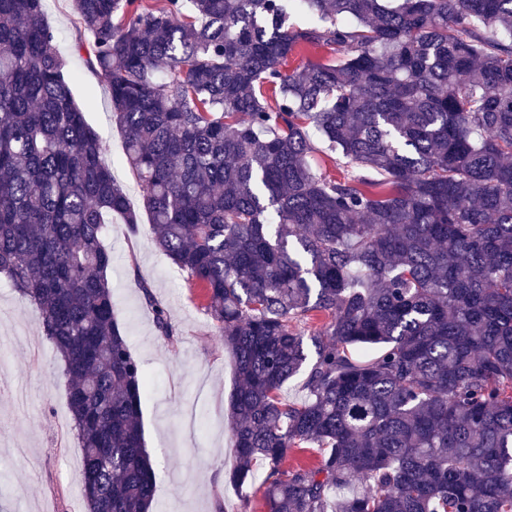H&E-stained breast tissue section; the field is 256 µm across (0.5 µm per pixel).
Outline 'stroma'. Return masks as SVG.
I'll use <instances>...</instances> for the list:
<instances>
[{"instance_id": "obj_1", "label": "stroma", "mask_w": 512, "mask_h": 512, "mask_svg": "<svg viewBox=\"0 0 512 512\" xmlns=\"http://www.w3.org/2000/svg\"><path fill=\"white\" fill-rule=\"evenodd\" d=\"M45 19L71 74L73 97L102 142V158L135 210L143 196L124 157L108 85L78 46L71 0H43ZM108 278L118 320L150 379L142 425L156 467L155 512H265V469L239 489L232 464L228 401L237 379L230 353L203 307L200 288L153 244L149 222L113 220ZM168 308L179 341L155 329L142 288ZM40 312L0 274V512H85L80 450L70 430L62 365Z\"/></svg>"}]
</instances>
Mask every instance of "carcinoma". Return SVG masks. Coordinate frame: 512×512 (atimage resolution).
I'll return each mask as SVG.
<instances>
[{"instance_id": "cac0c4a2", "label": "carcinoma", "mask_w": 512, "mask_h": 512, "mask_svg": "<svg viewBox=\"0 0 512 512\" xmlns=\"http://www.w3.org/2000/svg\"><path fill=\"white\" fill-rule=\"evenodd\" d=\"M300 2L323 25L286 0H72L154 245L233 359L230 482L265 466V512H512V0ZM304 48L336 56L285 70ZM114 217L139 224L42 0H0V273L63 363L86 512H151ZM295 450L314 461L281 470Z\"/></svg>"}]
</instances>
